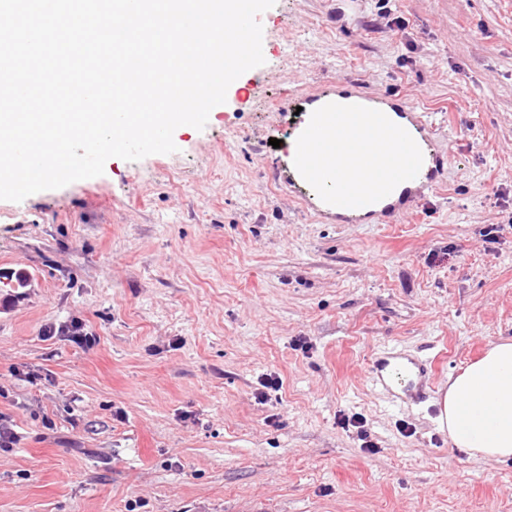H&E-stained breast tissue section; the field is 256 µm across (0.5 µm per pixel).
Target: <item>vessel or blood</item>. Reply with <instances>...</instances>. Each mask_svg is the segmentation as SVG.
Instances as JSON below:
<instances>
[{"instance_id":"b4317fda","label":"vessel or blood","mask_w":512,"mask_h":512,"mask_svg":"<svg viewBox=\"0 0 512 512\" xmlns=\"http://www.w3.org/2000/svg\"><path fill=\"white\" fill-rule=\"evenodd\" d=\"M318 108L288 145V185L306 190L308 206L344 224H387L407 213L395 199L397 186L410 185L413 200H427L448 172L449 156L436 148V129L426 113L393 107L362 85L345 92L327 86L315 96ZM375 390L414 405L436 396L435 363L387 349L369 367Z\"/></svg>"}]
</instances>
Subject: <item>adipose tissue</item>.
Returning <instances> with one entry per match:
<instances>
[{
	"instance_id": "adipose-tissue-1",
	"label": "adipose tissue",
	"mask_w": 512,
	"mask_h": 512,
	"mask_svg": "<svg viewBox=\"0 0 512 512\" xmlns=\"http://www.w3.org/2000/svg\"><path fill=\"white\" fill-rule=\"evenodd\" d=\"M453 446L485 461L512 458V342L488 346L452 379L438 419Z\"/></svg>"
}]
</instances>
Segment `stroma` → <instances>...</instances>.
<instances>
[{
	"label": "stroma",
	"mask_w": 512,
	"mask_h": 512,
	"mask_svg": "<svg viewBox=\"0 0 512 512\" xmlns=\"http://www.w3.org/2000/svg\"><path fill=\"white\" fill-rule=\"evenodd\" d=\"M258 21L264 64L176 152L0 200V512H512L511 458L469 457L438 402L368 374L396 346L443 393L512 340V0H276ZM343 78L450 152L396 223L288 191V101Z\"/></svg>",
	"instance_id": "stroma-1"
}]
</instances>
